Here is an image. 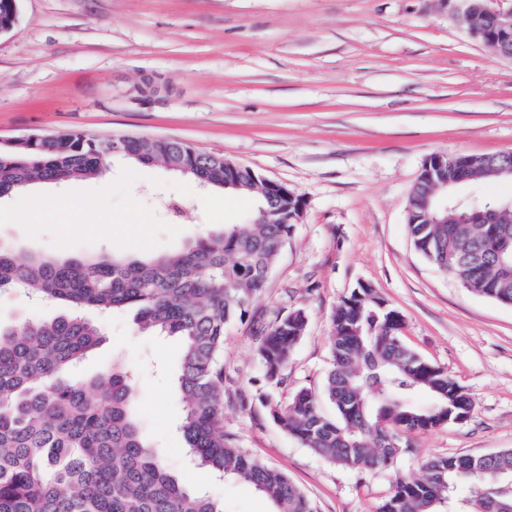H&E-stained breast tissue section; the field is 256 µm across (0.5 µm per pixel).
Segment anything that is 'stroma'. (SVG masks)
<instances>
[{
  "label": "stroma",
  "mask_w": 512,
  "mask_h": 512,
  "mask_svg": "<svg viewBox=\"0 0 512 512\" xmlns=\"http://www.w3.org/2000/svg\"><path fill=\"white\" fill-rule=\"evenodd\" d=\"M152 77L163 91L143 98ZM174 138L221 153L304 199L299 224L252 311L270 323L307 316L281 381L268 383L250 322L224 336V431L284 471L317 512H377L396 476L422 461L512 449V306L465 288L413 248L408 200L435 154L512 151V60L473 40L443 0H19L0 35V145L30 134ZM88 179L29 189L45 213L31 227L0 201V246L20 261L64 249L84 258L170 252L241 223L258 202L157 166L113 163ZM75 205L66 220L61 199ZM404 321L405 342L469 393V417L411 439L393 470L334 466L275 424L262 397L287 404L321 390L331 316L358 284ZM136 311L88 312L100 345L73 381L122 364L135 371V414L174 471L188 464L176 398L180 341L140 333ZM226 512H272L251 485L196 473Z\"/></svg>",
  "instance_id": "stroma-1"
}]
</instances>
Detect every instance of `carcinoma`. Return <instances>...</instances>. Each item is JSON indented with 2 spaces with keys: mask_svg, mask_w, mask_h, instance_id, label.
Here are the masks:
<instances>
[{
  "mask_svg": "<svg viewBox=\"0 0 512 512\" xmlns=\"http://www.w3.org/2000/svg\"><path fill=\"white\" fill-rule=\"evenodd\" d=\"M160 165L208 189H224V156L171 138L96 136L59 131L0 146V200L37 183L102 175L108 161ZM512 153L476 165L475 180L497 178ZM427 181L410 200L408 232L415 250L462 285L512 305V273L499 271L500 242L512 223L429 224L421 218ZM238 192L277 213L273 223L226 224L224 232L171 253L144 259L41 256L17 261L0 246V292L22 290L36 303H63L65 315L25 317L0 327V512H224V504L173 474L162 452L143 437L133 412L131 372L113 365L81 383L67 370L99 343L101 331L84 311L137 309L142 333L183 341L177 388L183 408L181 440L193 469L251 484L274 512H315L281 471L237 448L224 433V331L244 321L261 293L296 221L287 196L264 194L247 178ZM330 368L321 392L297 390L281 406L267 397L273 421L325 461L353 469L388 470L408 448L402 435L469 416L472 400L440 367L402 340L399 311L371 288H356L332 314ZM306 326L290 311L263 327L256 354L270 383ZM429 397L426 406L413 402ZM335 413L326 415L321 400ZM512 450L481 456L431 458L418 477L399 476L378 512H439L457 485L473 489L468 512L511 503Z\"/></svg>",
  "mask_w": 512,
  "mask_h": 512,
  "instance_id": "1",
  "label": "carcinoma"
}]
</instances>
